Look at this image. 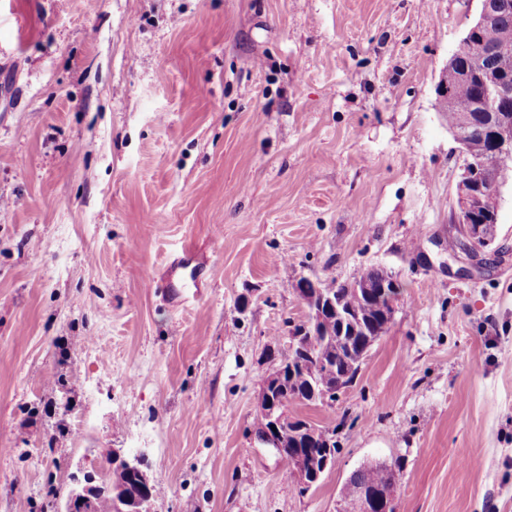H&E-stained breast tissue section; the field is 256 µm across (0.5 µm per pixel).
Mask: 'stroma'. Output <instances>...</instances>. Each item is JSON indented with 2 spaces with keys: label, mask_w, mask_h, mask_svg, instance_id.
Masks as SVG:
<instances>
[{
  "label": "stroma",
  "mask_w": 512,
  "mask_h": 512,
  "mask_svg": "<svg viewBox=\"0 0 512 512\" xmlns=\"http://www.w3.org/2000/svg\"><path fill=\"white\" fill-rule=\"evenodd\" d=\"M479 0H12L0 13V512H61L122 450L155 512H512V188L450 256L438 84ZM191 254H183L184 246ZM386 270L387 333L302 490L253 420L302 276ZM173 279L182 296L164 300ZM401 472L402 465L397 461L391 465L376 464L360 467L353 471L347 480L344 496L352 495L361 486L379 491L396 488L401 478ZM395 510L394 493L384 494L361 490L354 501L342 499L337 512H392Z\"/></svg>",
  "instance_id": "1"
}]
</instances>
